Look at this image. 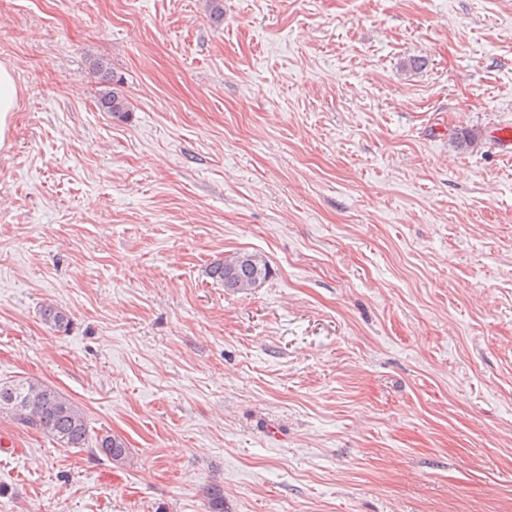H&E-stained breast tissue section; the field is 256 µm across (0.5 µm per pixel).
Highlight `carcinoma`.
<instances>
[{"label": "carcinoma", "mask_w": 512, "mask_h": 512, "mask_svg": "<svg viewBox=\"0 0 512 512\" xmlns=\"http://www.w3.org/2000/svg\"><path fill=\"white\" fill-rule=\"evenodd\" d=\"M91 73L102 85L98 96L99 109L115 120H126L131 109L122 91V76L102 59L92 64ZM242 256L244 260L233 267L226 266L223 258L214 261L207 275L231 291H247L254 283L264 284L272 274L268 262L256 253L244 252ZM41 317L57 332H65L71 325L69 314L56 306L42 308ZM0 413L43 430L63 448L86 445L88 429L83 410L65 394L39 381L23 379L0 383ZM97 449L116 465L129 461L130 449L120 437L109 432L99 437ZM206 498L208 512H224V491L221 488H207Z\"/></svg>", "instance_id": "cac0c4a2"}]
</instances>
